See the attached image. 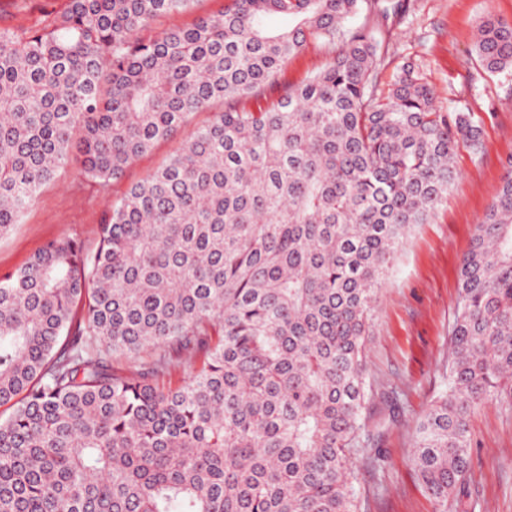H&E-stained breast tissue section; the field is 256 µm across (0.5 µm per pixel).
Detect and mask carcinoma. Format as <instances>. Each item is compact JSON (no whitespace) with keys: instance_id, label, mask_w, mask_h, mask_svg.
<instances>
[{"instance_id":"obj_1","label":"carcinoma","mask_w":512,"mask_h":512,"mask_svg":"<svg viewBox=\"0 0 512 512\" xmlns=\"http://www.w3.org/2000/svg\"><path fill=\"white\" fill-rule=\"evenodd\" d=\"M192 2L65 0L0 29V237L74 153L104 188L214 111L95 242L53 239L0 279V512H358L376 289L485 119L439 108L410 61L381 86L386 0H229L152 32ZM311 45L322 67L284 81ZM475 53L511 73L512 21L485 15ZM489 401L512 410V159L416 422L436 512H474L470 418Z\"/></svg>"}]
</instances>
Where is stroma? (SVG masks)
I'll use <instances>...</instances> for the list:
<instances>
[{
	"instance_id": "obj_1",
	"label": "stroma",
	"mask_w": 512,
	"mask_h": 512,
	"mask_svg": "<svg viewBox=\"0 0 512 512\" xmlns=\"http://www.w3.org/2000/svg\"><path fill=\"white\" fill-rule=\"evenodd\" d=\"M410 9L382 25L391 82L399 65L415 62L440 108L466 105L493 113L484 150L461 152L459 177L429 223L413 225L378 288V302L365 338L369 393L366 425L371 447L354 459L359 512H435L410 462L418 416L445 387L449 338L459 267L512 156V77L480 74L474 35L480 19L493 13L512 20V0H410ZM64 0H0V27L29 28L57 13ZM210 113L189 118L177 137L129 165L107 188L79 173V162L61 168L42 188L19 224L0 237V277L22 268L48 241L74 233L95 242L99 225L127 188L141 181L206 124ZM472 461L465 489L480 512H512V411L487 403L472 415ZM383 461H375V452Z\"/></svg>"
}]
</instances>
